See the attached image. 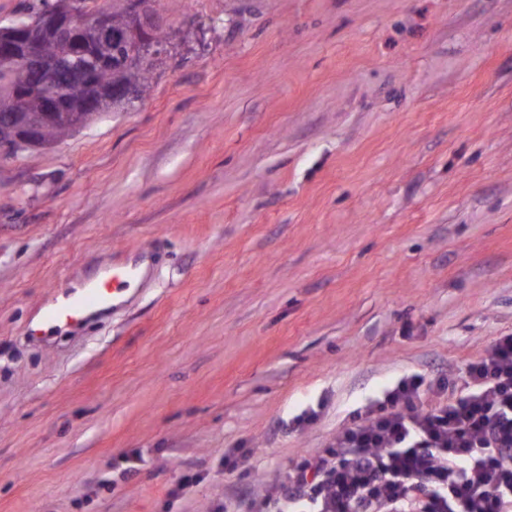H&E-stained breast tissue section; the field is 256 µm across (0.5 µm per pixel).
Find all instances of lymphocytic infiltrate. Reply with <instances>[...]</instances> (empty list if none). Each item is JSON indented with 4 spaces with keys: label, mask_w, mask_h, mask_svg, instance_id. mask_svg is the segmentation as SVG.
I'll return each instance as SVG.
<instances>
[{
    "label": "lymphocytic infiltrate",
    "mask_w": 512,
    "mask_h": 512,
    "mask_svg": "<svg viewBox=\"0 0 512 512\" xmlns=\"http://www.w3.org/2000/svg\"><path fill=\"white\" fill-rule=\"evenodd\" d=\"M273 512H512V334L458 372L413 375L289 465Z\"/></svg>",
    "instance_id": "1"
}]
</instances>
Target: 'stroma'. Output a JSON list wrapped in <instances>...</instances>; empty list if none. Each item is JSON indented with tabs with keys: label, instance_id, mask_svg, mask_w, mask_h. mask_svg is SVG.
<instances>
[{
	"label": "stroma",
	"instance_id": "1",
	"mask_svg": "<svg viewBox=\"0 0 512 512\" xmlns=\"http://www.w3.org/2000/svg\"><path fill=\"white\" fill-rule=\"evenodd\" d=\"M152 8L149 95L0 162V512L275 494L512 333V0ZM141 254L117 307L36 326Z\"/></svg>",
	"mask_w": 512,
	"mask_h": 512
}]
</instances>
